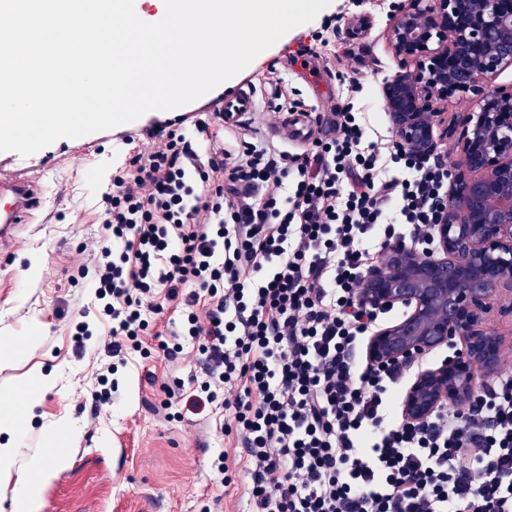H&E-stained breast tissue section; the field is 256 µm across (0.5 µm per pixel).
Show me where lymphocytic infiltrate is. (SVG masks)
Instances as JSON below:
<instances>
[{"label":"lymphocytic infiltrate","instance_id":"lymphocytic-infiltrate-1","mask_svg":"<svg viewBox=\"0 0 512 512\" xmlns=\"http://www.w3.org/2000/svg\"><path fill=\"white\" fill-rule=\"evenodd\" d=\"M302 153L220 115L153 117L112 173L94 248L112 356L143 352L157 290L180 308L168 359L193 341L207 381L185 406L233 410L252 512H512V377L467 410L407 421V370L362 352L385 310L363 273L396 243L432 251L448 203L440 156L368 142L335 113Z\"/></svg>","mask_w":512,"mask_h":512}]
</instances>
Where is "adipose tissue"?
Instances as JSON below:
<instances>
[{"mask_svg": "<svg viewBox=\"0 0 512 512\" xmlns=\"http://www.w3.org/2000/svg\"><path fill=\"white\" fill-rule=\"evenodd\" d=\"M17 448L14 443L0 445V486L10 487L12 512H38L40 493L55 467L66 460V452L51 458L31 459L22 475H15Z\"/></svg>", "mask_w": 512, "mask_h": 512, "instance_id": "adipose-tissue-1", "label": "adipose tissue"}]
</instances>
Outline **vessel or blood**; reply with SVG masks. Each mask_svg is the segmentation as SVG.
Returning a JSON list of instances; mask_svg holds the SVG:
<instances>
[{
    "mask_svg": "<svg viewBox=\"0 0 512 512\" xmlns=\"http://www.w3.org/2000/svg\"><path fill=\"white\" fill-rule=\"evenodd\" d=\"M257 88L245 82L228 92L218 104L223 125L237 127L256 110ZM326 123L314 112H293L275 128L274 134L288 142L311 141L317 129ZM46 205L42 174L32 167L0 161V256H8L24 226L38 218Z\"/></svg>",
    "mask_w": 512,
    "mask_h": 512,
    "instance_id": "1",
    "label": "vessel or blood"
}]
</instances>
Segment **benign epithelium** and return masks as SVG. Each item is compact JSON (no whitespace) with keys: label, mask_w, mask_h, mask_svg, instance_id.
<instances>
[{"label":"benign epithelium","mask_w":512,"mask_h":512,"mask_svg":"<svg viewBox=\"0 0 512 512\" xmlns=\"http://www.w3.org/2000/svg\"><path fill=\"white\" fill-rule=\"evenodd\" d=\"M401 71L382 83L392 131L412 153L437 149L438 105L458 92L479 98L467 116L460 159L448 166V207L428 256L393 245L362 282L361 299L404 315L368 340L370 360L399 364L443 345L454 355L419 371L402 402L420 423L437 409L466 408L499 370L503 338L485 322L490 301L512 296V90H489L512 65V0H410L392 17Z\"/></svg>","instance_id":"1"}]
</instances>
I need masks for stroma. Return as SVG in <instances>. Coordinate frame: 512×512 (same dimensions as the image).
<instances>
[{"label": "stroma", "instance_id": "obj_1", "mask_svg": "<svg viewBox=\"0 0 512 512\" xmlns=\"http://www.w3.org/2000/svg\"><path fill=\"white\" fill-rule=\"evenodd\" d=\"M357 2V25H342L336 35L342 55L324 62L329 91L310 87L289 68L281 73L320 113L354 104L366 115L368 140L376 142L392 135L381 83L399 68L389 40L393 10L391 0ZM343 6V0H331L313 21L252 61L242 77H258L284 46L320 30ZM350 68L358 69L362 91L349 103L341 96L339 75ZM126 152L106 130L57 140L26 158L5 155L42 168L45 190L58 208L47 223L22 235L0 274V342L37 339L13 364L0 366V411L4 394L46 379L31 408L19 459L59 446L67 448L69 459L45 485L39 512H250L251 465L236 436L199 416H166L163 386L206 378L193 342H184L173 363L157 349V333L171 331L178 316L174 306L165 305L144 339L150 357L132 353L120 365L106 349L108 327L94 284L80 273L91 254L78 246L101 240L103 194ZM80 323L88 324L91 334L79 341L74 333ZM108 372L117 384L112 398L93 403L91 394ZM222 454L223 473L216 465Z\"/></svg>", "mask_w": 512, "mask_h": 512}]
</instances>
